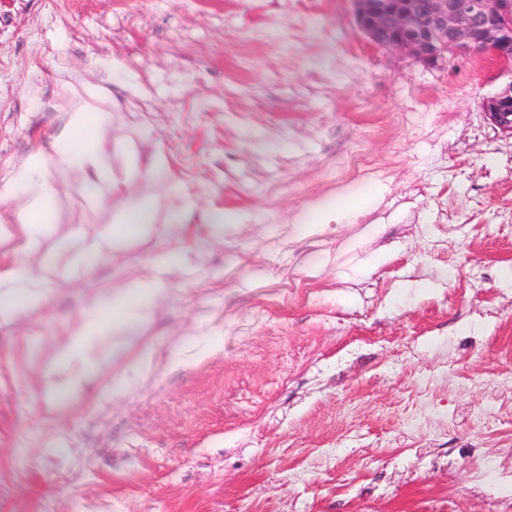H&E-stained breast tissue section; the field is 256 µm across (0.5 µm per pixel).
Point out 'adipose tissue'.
Masks as SVG:
<instances>
[{
    "mask_svg": "<svg viewBox=\"0 0 512 512\" xmlns=\"http://www.w3.org/2000/svg\"><path fill=\"white\" fill-rule=\"evenodd\" d=\"M100 121L90 113H72L68 133L55 146L54 157H34L26 166L16 169L11 176L13 187L25 200L27 221L22 229L31 244H39L42 226L39 221L54 189L49 180L37 181L34 171L55 164L61 169L105 167V153ZM55 273L54 264L48 263L38 270L8 271L0 274V316L11 317L17 312L37 308L43 301L42 287ZM163 290L152 281L133 279L125 283L112 297L115 314L111 323H103L97 311H90L72 338L61 345L54 355L56 362L69 365L63 379L57 384V392L81 397L96 373L97 360L90 353L98 345L97 338L110 334L113 349H121L131 340V335L145 321Z\"/></svg>",
    "mask_w": 512,
    "mask_h": 512,
    "instance_id": "obj_1",
    "label": "adipose tissue"
}]
</instances>
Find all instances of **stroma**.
Segmentation results:
<instances>
[{
	"label": "stroma",
	"instance_id": "1",
	"mask_svg": "<svg viewBox=\"0 0 512 512\" xmlns=\"http://www.w3.org/2000/svg\"><path fill=\"white\" fill-rule=\"evenodd\" d=\"M511 79L381 50L348 0H0V215L72 98L110 166L42 170L41 249L0 241L58 269L0 319V512H512V138L480 107ZM144 198L151 236L102 243ZM130 279L164 290L136 339L48 394Z\"/></svg>",
	"mask_w": 512,
	"mask_h": 512
}]
</instances>
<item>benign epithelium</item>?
<instances>
[{
    "mask_svg": "<svg viewBox=\"0 0 512 512\" xmlns=\"http://www.w3.org/2000/svg\"><path fill=\"white\" fill-rule=\"evenodd\" d=\"M357 29L374 46L436 66L481 56L512 75V0H350ZM491 124L512 137V80L483 98Z\"/></svg>",
    "mask_w": 512,
    "mask_h": 512,
    "instance_id": "1",
    "label": "benign epithelium"
}]
</instances>
